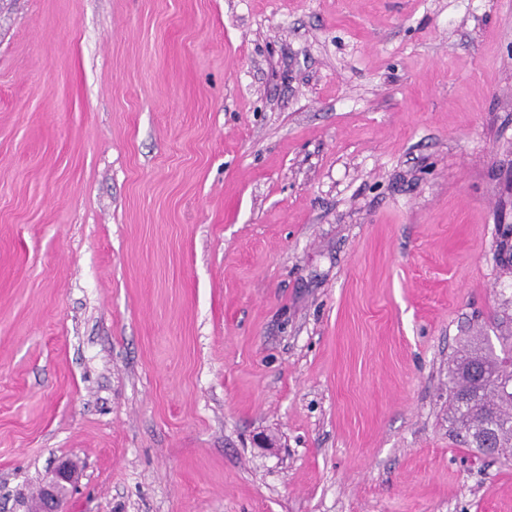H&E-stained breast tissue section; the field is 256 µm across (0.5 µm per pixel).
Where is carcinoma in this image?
Masks as SVG:
<instances>
[{
    "label": "carcinoma",
    "mask_w": 512,
    "mask_h": 512,
    "mask_svg": "<svg viewBox=\"0 0 512 512\" xmlns=\"http://www.w3.org/2000/svg\"><path fill=\"white\" fill-rule=\"evenodd\" d=\"M512 336H504L500 349L484 336L463 342L448 367V397L452 421L465 440L479 447L476 437L512 458Z\"/></svg>",
    "instance_id": "carcinoma-1"
}]
</instances>
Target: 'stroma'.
Wrapping results in <instances>:
<instances>
[{
	"mask_svg": "<svg viewBox=\"0 0 512 512\" xmlns=\"http://www.w3.org/2000/svg\"><path fill=\"white\" fill-rule=\"evenodd\" d=\"M510 224L512 0H0V512H512ZM500 339L499 353L485 336L463 342L448 367V397L458 434L486 456L498 453L511 460L512 370L510 375L507 365L512 368V336ZM477 436L492 448L479 446ZM73 480L72 470L66 463H62L56 471L54 481L44 485L42 492L41 512H62L64 495L62 489Z\"/></svg>",
	"mask_w": 512,
	"mask_h": 512,
	"instance_id": "1",
	"label": "stroma"
}]
</instances>
